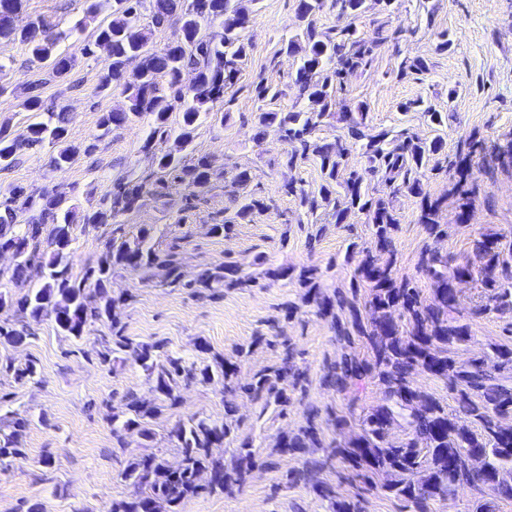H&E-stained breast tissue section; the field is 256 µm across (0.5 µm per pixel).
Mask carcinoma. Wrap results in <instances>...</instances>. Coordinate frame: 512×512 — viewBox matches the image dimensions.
I'll list each match as a JSON object with an SVG mask.
<instances>
[{"instance_id": "cac0c4a2", "label": "carcinoma", "mask_w": 512, "mask_h": 512, "mask_svg": "<svg viewBox=\"0 0 512 512\" xmlns=\"http://www.w3.org/2000/svg\"><path fill=\"white\" fill-rule=\"evenodd\" d=\"M27 0H0V40L18 41L28 47L32 61L49 63L52 77L66 78L75 65V57L56 52L63 36L56 24L44 16L25 13ZM324 0H297V18L302 33L288 41V50L301 54L293 75V84L302 108L288 112L273 110L256 113L258 132L276 125L282 138L297 147L286 152L283 164L292 168L300 162L313 161L320 169L321 184L315 191L305 189L295 180L280 186V192L299 199L307 213L314 216L320 208L333 207L335 223H344L352 209L366 214L372 224L375 251L367 250L359 259L355 279L370 284L364 304H359L357 290L330 297L315 286L316 270L303 269L298 281L307 288V303L331 318L340 357L325 368L322 383L350 398L353 389L370 378L379 387L380 404L360 420L361 433L348 443L336 444L325 451V440L317 424L319 411L308 410L306 425L281 435L273 445L275 453L306 455L296 479L304 481L321 497L331 500L335 512H364L358 496L339 498L335 488L321 475L336 460L365 486L380 489L387 497L408 503L413 512H431L436 501L452 496L456 487L472 483L482 494L475 512H495L496 501L512 499V342L496 344L491 352L468 361L456 358V351L471 338L469 312L462 306L455 283L472 276L470 263L455 266L429 249L421 258L422 269L433 282L430 297L394 272L393 242L398 218L390 202L373 198L364 189L365 176L386 184L397 183L408 193L422 197L419 222L429 235L446 234L436 221L439 203L424 193L423 179L439 170L432 160L444 149L437 136L423 141L405 132L369 134L365 131V108L359 103L345 106L335 114L331 106L344 90L346 76L367 65L374 48L384 41V26L366 39L358 33L356 21L365 12L366 0H334L339 14L349 19L343 26L320 31L316 15ZM250 22L249 14L235 5V0H114L112 14L98 22L81 55L106 54L105 74L97 87L100 93L118 89L124 104L102 115L100 127L108 133L135 119L147 116L153 124L152 137L143 149L154 155V180L119 175L112 188L90 209L80 211L67 204L66 194L56 190L37 196L18 186L0 185V251L16 255L11 278L17 282L35 278L40 287L18 299L0 294V309H16L14 324H0V340L11 345L23 343L32 335L27 319L52 320L66 336L81 338L95 322L109 323L112 346L100 354L102 362L113 354H123L147 372L157 396L147 400L130 392L125 397L127 418L113 429L117 444L124 446L125 435L149 440L151 420L166 408L180 404L181 388L204 382L219 375L230 381L236 374L234 364L215 355L202 368L166 354L167 343H135L124 335V325L116 309L126 299L110 292L112 275L133 270L144 282L159 274L174 288H188L195 293L205 289L242 288L256 282L254 273L233 262L189 272L180 257L178 239L160 250L150 231L143 229L133 240H123L108 247L100 258L83 268L81 278L72 274L69 246L74 226L82 224L113 225L112 233L123 231L117 218L134 210L144 193L167 196L169 183L191 188L183 198V209L195 207V201L215 183H224V195L238 204L235 211L224 208V217L210 225V232L222 235L238 220L270 208L268 200L252 193L241 197L240 191L253 181L248 168H237L231 180L225 171L206 156H193V132L203 113L224 101V94L237 81L248 56V43L242 32ZM219 30H214V27ZM172 29L162 48L153 46L154 32ZM139 60L133 77H127L126 65ZM194 74L188 85L183 73ZM25 111L34 120L19 130L0 124V169L15 165L21 151L53 147L50 164L58 170L69 167L78 148L68 143V117L63 109L55 112L44 107L41 84L24 87ZM181 114V132L174 148L159 150L156 137L168 133L170 115ZM337 118L344 136L327 141L316 135L326 118ZM360 145L366 159L364 171L344 173L345 147L342 138ZM339 184L349 206L339 207L332 198V184ZM28 212L26 223H16L17 215ZM485 276L482 286L487 303L483 310L507 305L512 295L503 282L512 280V264L504 259L503 247L494 235H485L475 243ZM389 259L382 263L378 254ZM252 265L268 278L288 275V270L266 266L262 254ZM91 288H86V285ZM368 311L363 317L361 310ZM363 339L371 350V360L361 361L353 353L356 339ZM14 374L20 384L37 376L34 362L23 367L11 363L0 366ZM425 373L448 385L456 412L448 411L434 394L414 387L411 374ZM304 374L295 368L291 356L257 374L250 383L229 387V392L244 393L262 408L274 403L286 406L288 393L306 390ZM28 420L14 414L12 431L0 438V466L8 467L26 457L21 438ZM394 428L404 437L388 439ZM232 424L209 419L175 422L169 436L176 440L180 462L173 467L155 455L147 454L128 463L122 476L136 488L130 498L113 501L107 512H176L184 499L202 491L231 493L246 480L256 465L251 442L241 443L238 456L227 466L213 455L231 433Z\"/></svg>"}]
</instances>
